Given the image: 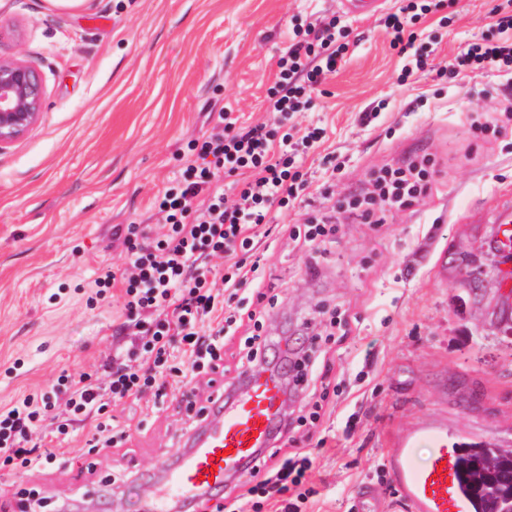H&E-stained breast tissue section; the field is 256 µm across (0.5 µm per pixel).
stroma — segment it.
Segmentation results:
<instances>
[{
	"label": "stroma",
	"instance_id": "obj_1",
	"mask_svg": "<svg viewBox=\"0 0 512 512\" xmlns=\"http://www.w3.org/2000/svg\"><path fill=\"white\" fill-rule=\"evenodd\" d=\"M501 0H429L417 25L429 54L420 80L402 61L380 14L350 19L336 0H0V57L39 73V123L0 151V407L60 373L102 380L120 297L86 304L95 269L121 264L117 225L161 233L154 197L182 165L177 151L232 107L242 122L265 121L276 61L296 29L339 18L351 47L339 71L295 114V128L325 138L305 157L309 193L272 209L273 229L258 257L279 302L269 334L311 320L320 307L345 312L350 332L333 344L327 392L313 432L299 431L316 459L312 512H358L373 488L376 512H395L385 456L401 430L447 426L449 443L512 448V296L499 288L502 262L491 251L500 222L512 221V133L470 127L472 113L498 112L512 74L451 77L440 69L466 43L494 34ZM381 106L365 125L362 113ZM435 162L431 190L388 213L382 228L343 224L319 252L281 232L366 187L373 170L413 154ZM342 163L329 173L326 159ZM319 260L317 278L307 264ZM127 435L121 455L88 447L90 422L65 440L70 460L57 471L0 468V500H40L38 512L71 504L80 512H142L143 478L158 449L180 453L193 425L153 396L111 402Z\"/></svg>",
	"mask_w": 512,
	"mask_h": 512
}]
</instances>
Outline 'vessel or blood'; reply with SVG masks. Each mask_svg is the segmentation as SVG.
Returning <instances> with one entry per match:
<instances>
[{
  "mask_svg": "<svg viewBox=\"0 0 512 512\" xmlns=\"http://www.w3.org/2000/svg\"><path fill=\"white\" fill-rule=\"evenodd\" d=\"M283 392L280 378L271 373L253 379L234 396L217 395L203 425L188 437L180 463L171 468L165 456H158L164 481L147 502L148 512H172L178 502L221 492L230 475L247 469L267 448L281 419ZM422 440L433 444L434 453L425 465L417 466L411 452ZM386 467L410 512H468L445 425L424 423L401 432Z\"/></svg>",
  "mask_w": 512,
  "mask_h": 512,
  "instance_id": "1",
  "label": "vessel or blood"
}]
</instances>
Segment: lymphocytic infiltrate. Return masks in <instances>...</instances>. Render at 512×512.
Here are the masks:
<instances>
[{"instance_id":"lymphocytic-infiltrate-1","label":"lymphocytic infiltrate","mask_w":512,"mask_h":512,"mask_svg":"<svg viewBox=\"0 0 512 512\" xmlns=\"http://www.w3.org/2000/svg\"><path fill=\"white\" fill-rule=\"evenodd\" d=\"M421 0L389 13L384 26L399 54L413 50L418 39L413 26ZM498 38H479L457 55L450 71L477 77L493 71L512 70V10L495 7ZM348 51L338 42L333 24H309L302 37L293 38L278 58L276 80L267 95V121L240 125L229 109H220L202 139L188 143L182 154L181 180L172 182L156 197L164 234H148L142 225L128 224L117 236L125 247L122 266L99 267L91 287V300L106 298L119 289L125 319L113 331L123 346L106 358L102 369L106 383L60 376L63 400L36 388L7 409L0 410V465L38 469L62 464L60 439L74 422L88 418L95 424L86 440L93 447H118L122 437L114 430L106 410L113 399H140L143 391L166 389L180 376H207L224 368L226 336L238 321H247L252 332L244 339L247 362L267 361L277 370L295 374V391L326 383L330 364H318L316 354L285 341L274 347L261 334L264 306L242 309L243 286L260 281L259 261H247L254 239L268 222L272 206H287L308 186L301 167L304 155L321 138V129L301 137L285 127L306 103L315 86L341 68ZM430 161L412 156L394 167L380 170L374 185L380 199L401 207L426 192ZM237 190L234 206L224 204V189ZM222 256L227 270L221 276L222 292H215L205 260ZM180 347L183 361H176L173 347ZM319 411L285 419L273 431L278 446L259 455L246 490L253 512H304L313 495L308 485L314 459L294 439L295 426L320 419ZM55 427L40 434L45 419Z\"/></svg>"}]
</instances>
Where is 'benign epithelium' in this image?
<instances>
[{
	"instance_id": "7a95c632",
	"label": "benign epithelium",
	"mask_w": 512,
	"mask_h": 512,
	"mask_svg": "<svg viewBox=\"0 0 512 512\" xmlns=\"http://www.w3.org/2000/svg\"><path fill=\"white\" fill-rule=\"evenodd\" d=\"M39 73L21 59L0 58V150L26 135L41 119Z\"/></svg>"
}]
</instances>
